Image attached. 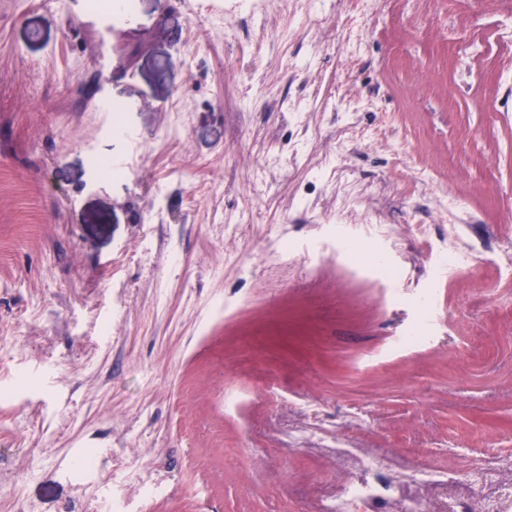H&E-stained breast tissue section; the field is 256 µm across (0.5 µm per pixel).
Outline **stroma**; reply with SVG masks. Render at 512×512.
<instances>
[{"label": "stroma", "instance_id": "stroma-1", "mask_svg": "<svg viewBox=\"0 0 512 512\" xmlns=\"http://www.w3.org/2000/svg\"><path fill=\"white\" fill-rule=\"evenodd\" d=\"M340 448L512 487V0H0V512H321Z\"/></svg>", "mask_w": 512, "mask_h": 512}]
</instances>
